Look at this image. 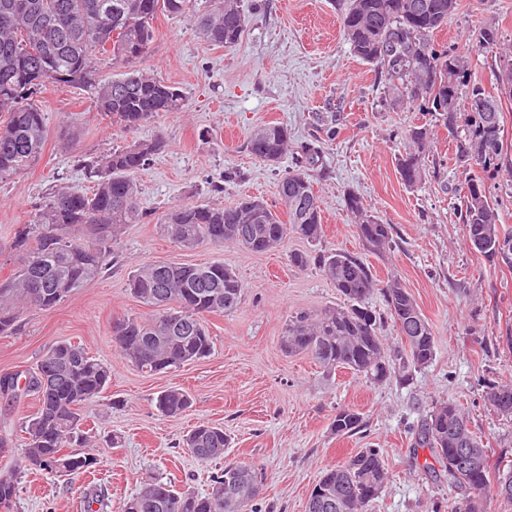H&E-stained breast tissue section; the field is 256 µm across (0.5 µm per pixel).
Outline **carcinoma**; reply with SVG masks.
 I'll list each match as a JSON object with an SVG mask.
<instances>
[{
	"mask_svg": "<svg viewBox=\"0 0 512 512\" xmlns=\"http://www.w3.org/2000/svg\"><path fill=\"white\" fill-rule=\"evenodd\" d=\"M455 5L456 0H348L341 24L353 54L384 73L390 106L416 105L442 122L464 168L473 169L466 154L484 151L482 172L511 174L505 164L502 99L512 98V46L502 45L494 26L478 31V46L497 50L503 63L497 92L492 94L471 80L465 56L439 49L431 41L434 31L448 23ZM160 11L193 17L203 41L211 46L233 48L244 31L240 0H204L201 8L198 0H0V115H5L0 120V179L21 174L40 159L47 130L34 96L49 84L86 92L100 112L126 131L162 112L183 109L180 89L140 67L156 36L154 19ZM392 43L403 56L397 66L386 63L382 54ZM104 56L122 67L110 79L98 75V61ZM407 138L398 170L401 180L414 186L425 173L431 129L416 125ZM289 140L287 127L265 124L250 134L245 150L275 165L287 153ZM165 146L159 133L150 141L81 160L90 187L53 194L40 206L36 223L18 227L13 249L20 254L19 265L0 280L1 336L13 332L26 310L53 309L109 264L112 243L123 228L146 218L134 177ZM278 194L285 221L264 202L243 199L216 207L176 204L165 214L163 228L186 249L230 243L264 253L290 234L314 246L320 243L321 201L306 174L291 171L282 176ZM459 194L468 247L512 270V229L500 224L481 178H466ZM345 205L358 219L366 247L379 251L389 245L392 225L370 214L362 197L352 193ZM288 262L299 271L318 268L343 304L290 316L280 337L282 349L307 353L328 370L349 369L370 383L387 381L393 362L386 354L381 317L365 305L377 287L368 263L357 255L325 249L294 252ZM130 291L155 313L116 322L122 333L117 348L123 358L151 374L208 357L214 341L207 317L234 313L244 287L223 261L213 260L148 265L131 276ZM383 291L411 366L431 363L434 336L414 297L396 279ZM111 376L101 359L62 340L41 355L24 382L0 381L1 396L32 394L38 401L37 412L22 423L24 466L36 464L43 471L69 476L96 464V454L89 451L92 440L80 429L79 409L100 396ZM486 400L497 414L512 416V384L490 387ZM191 404V396L179 388L165 389L156 397V407L166 417L183 414ZM331 426L337 435L355 434L363 417L344 407ZM74 442L84 452L66 451ZM182 447L197 461L208 463L224 456L228 436L221 426L201 424L183 436ZM414 447L431 449L448 483L460 491L453 512H484L485 488L512 478V461L485 447L454 402H441L424 416L414 433ZM20 474L19 469L0 474V512H14ZM263 480L262 469L244 461L225 463L211 476L203 495L178 491L150 475L124 501L122 512H247L254 501L251 492ZM385 480L382 454L363 448L323 472L311 490L306 512H362L378 497Z\"/></svg>",
	"mask_w": 512,
	"mask_h": 512,
	"instance_id": "carcinoma-1",
	"label": "carcinoma"
}]
</instances>
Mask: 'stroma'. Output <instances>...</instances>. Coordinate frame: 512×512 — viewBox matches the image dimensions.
Wrapping results in <instances>:
<instances>
[{
  "label": "stroma",
  "mask_w": 512,
  "mask_h": 512,
  "mask_svg": "<svg viewBox=\"0 0 512 512\" xmlns=\"http://www.w3.org/2000/svg\"><path fill=\"white\" fill-rule=\"evenodd\" d=\"M345 7L346 0H245L244 33L232 50L207 45L190 17L159 13L142 66L181 89L186 106L133 131L113 127L81 90L50 86L39 95L47 128L42 157L0 181L2 278L19 263L12 249L19 225L35 223L54 192L86 186L81 159L159 132L166 147L135 177L147 218L125 226L105 271L52 310L25 311L12 334L0 335V374L32 371L61 340L80 344L112 370L101 397L79 411L101 450L98 463L71 476L26 469L14 512H86L88 497L100 489L105 498L96 512H121L150 472L175 488L205 493L214 464L178 446L203 423L222 425L229 434L227 459L265 470L259 512H305L323 471L370 445L380 449L388 474L366 512H451L457 494L447 475L430 450L412 440L418 421L442 401L461 407L486 447L512 449V417L498 415L485 398L489 386L512 382V270L466 245L455 210L466 173L447 130L418 108L386 102L384 75L355 57L343 36ZM486 25L512 40V0H457L433 41L467 55L473 79L490 89L496 83L491 54L476 41ZM268 123L287 126L294 146L320 150L307 174L322 202L323 246L365 258L380 280L397 278L428 319L435 356L408 380L371 385L349 370L329 372L309 355L281 349L290 314L341 301L317 270L289 266L291 252L308 250L305 240L291 235L277 249L256 254L231 244L183 249L162 234L163 215L180 203L221 206L252 198L277 206L279 179L294 168L295 154L272 166L244 148L250 132ZM420 124L429 125L435 139L422 182L409 187L397 160L408 130ZM351 192L392 225L389 249L377 254L366 248L345 205ZM216 259L239 275L244 295L235 313L208 316L212 355L161 374L142 372L120 356L112 335L117 320L152 312L129 292L133 272L156 262ZM172 386L193 398L175 418L153 403ZM343 407L362 414L360 432L332 431Z\"/></svg>",
  "instance_id": "1"
}]
</instances>
